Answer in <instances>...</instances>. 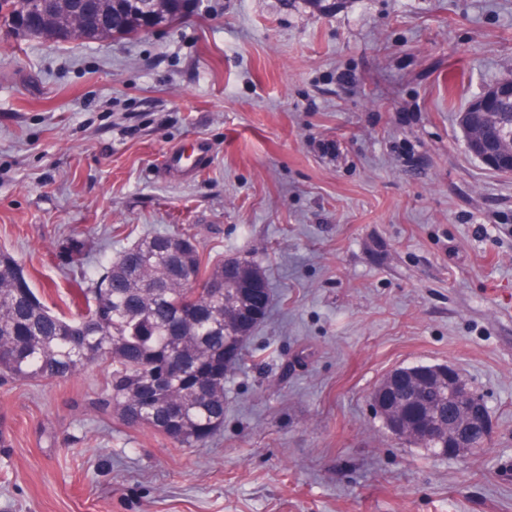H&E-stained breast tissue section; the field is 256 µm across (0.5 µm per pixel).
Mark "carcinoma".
<instances>
[{
    "label": "carcinoma",
    "mask_w": 512,
    "mask_h": 512,
    "mask_svg": "<svg viewBox=\"0 0 512 512\" xmlns=\"http://www.w3.org/2000/svg\"><path fill=\"white\" fill-rule=\"evenodd\" d=\"M29 0H0V19L26 15ZM67 0H44L39 38L80 37ZM196 10L195 0H117L108 28L93 40L140 33L152 15L168 26ZM502 133L512 132V102L493 113ZM173 235L139 238L104 264L88 266L85 240L66 241L71 264L82 268L78 294L87 312H54L30 286L21 263L0 249V382L65 380L105 361L109 377L91 405L130 427L146 426L184 448H198L224 425V381L241 365L243 353L224 363V349H237L257 323L232 319L248 309L245 290L267 285L260 266L237 259L239 274L224 299L226 259L206 260L198 247L178 251ZM408 421L452 419L448 389L431 385L415 392L407 379L394 389Z\"/></svg>",
    "instance_id": "1"
}]
</instances>
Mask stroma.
<instances>
[{"instance_id":"35a3bbf8","label":"stroma","mask_w":512,"mask_h":512,"mask_svg":"<svg viewBox=\"0 0 512 512\" xmlns=\"http://www.w3.org/2000/svg\"><path fill=\"white\" fill-rule=\"evenodd\" d=\"M512 78V0H203L122 39L0 31V247L54 311L151 231L253 259L270 310L182 448L99 418L98 363L0 386V512H512V175L460 114ZM184 165L161 167L171 149ZM454 365L483 449L433 457L370 393ZM469 128L474 130H470ZM469 131V136H468ZM467 139L474 153L489 169L502 173L512 174V134L505 136L495 143H489L483 129L468 126L465 129Z\"/></svg>"}]
</instances>
